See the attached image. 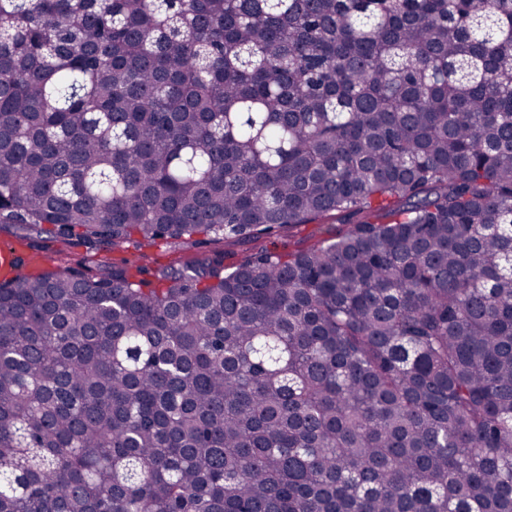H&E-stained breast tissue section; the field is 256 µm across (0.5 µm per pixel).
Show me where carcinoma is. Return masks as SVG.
I'll return each instance as SVG.
<instances>
[{
	"instance_id": "1",
	"label": "carcinoma",
	"mask_w": 512,
	"mask_h": 512,
	"mask_svg": "<svg viewBox=\"0 0 512 512\" xmlns=\"http://www.w3.org/2000/svg\"><path fill=\"white\" fill-rule=\"evenodd\" d=\"M512 0H0V224L246 237L0 281V512H512ZM355 224V219L340 215L317 219L310 224L278 229L263 233L258 237L241 239L238 237L211 238L196 236L188 243H179L171 239L159 240L150 247L136 248L131 241L111 252L114 262L126 259L130 265H144L147 273L143 276L153 280V274L174 260L184 261L199 253H224V264L233 265L260 253H293L306 249L321 238H333Z\"/></svg>"
}]
</instances>
